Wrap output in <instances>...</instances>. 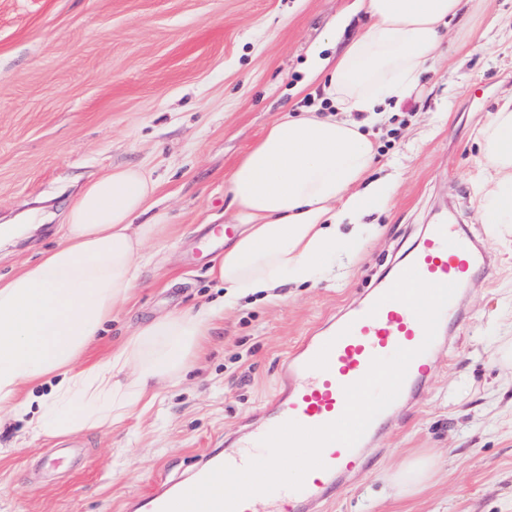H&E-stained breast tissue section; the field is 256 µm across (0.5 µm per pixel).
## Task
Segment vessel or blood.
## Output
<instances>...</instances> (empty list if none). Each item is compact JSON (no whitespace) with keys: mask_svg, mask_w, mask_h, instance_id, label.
Returning a JSON list of instances; mask_svg holds the SVG:
<instances>
[{"mask_svg":"<svg viewBox=\"0 0 512 512\" xmlns=\"http://www.w3.org/2000/svg\"><path fill=\"white\" fill-rule=\"evenodd\" d=\"M410 267L426 281L458 285V295L444 308L435 339L428 346L423 343L422 324L407 305L381 300ZM484 269V251L465 225L450 221L426 225L356 304L306 337L287 357L280 368V389L242 433L218 442L186 478L158 480L150 493L130 502L129 512H162L218 466L244 468L264 455L261 439L287 421L312 428L337 420L346 405L345 386L360 380L373 358L391 356L399 348L416 350L398 398L373 419L354 447L328 444L322 452L323 468L310 471L301 490L281 488L256 495L238 508V512H319L352 474L369 471L372 462L367 450L373 439L392 426L399 409L415 399L436 369L437 353L468 325L469 316L459 297Z\"/></svg>","mask_w":512,"mask_h":512,"instance_id":"vessel-or-blood-1","label":"vessel or blood"}]
</instances>
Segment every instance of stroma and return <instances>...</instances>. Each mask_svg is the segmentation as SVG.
I'll use <instances>...</instances> for the list:
<instances>
[{
    "label": "stroma",
    "mask_w": 512,
    "mask_h": 512,
    "mask_svg": "<svg viewBox=\"0 0 512 512\" xmlns=\"http://www.w3.org/2000/svg\"><path fill=\"white\" fill-rule=\"evenodd\" d=\"M353 0H0V225L28 232L0 247V280L54 248L79 190L116 166L157 183L170 230L149 243L139 286L98 336L93 357L175 309L219 300L211 263L191 251L232 221L227 180L285 112L323 91L312 56L332 58L364 19ZM446 51L399 106L407 123L370 179L395 176L325 275L248 296L213 323L202 354L162 383L147 413L65 437L0 417V512H124L156 480L187 475L214 439L243 429L276 392L278 368L311 330L357 301L424 225L450 215L471 231L486 174L481 133L512 97V0H467ZM486 274L462 299L470 327L417 399L368 451L374 469L326 512H512V235L489 237ZM430 455L436 472L397 495L393 473Z\"/></svg>",
    "instance_id": "1"
}]
</instances>
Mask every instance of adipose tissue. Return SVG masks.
Returning a JSON list of instances; mask_svg holds the SVG:
<instances>
[{
    "label": "adipose tissue",
    "instance_id": "1",
    "mask_svg": "<svg viewBox=\"0 0 512 512\" xmlns=\"http://www.w3.org/2000/svg\"><path fill=\"white\" fill-rule=\"evenodd\" d=\"M362 7L369 22L336 62L314 61L327 75L323 102L272 122L230 175L240 230L212 271L224 305L311 280L392 194V179H366L376 156L369 130L410 97L463 4L364 0ZM483 158L492 175L479 197L480 220L510 225L512 101L490 115ZM155 191L143 169H110L76 197L59 245L0 282V409L30 415L33 434L122 423L201 348L218 314L209 304L155 318L104 360L82 362L135 288L146 245L166 233ZM46 378L49 393L31 401L29 387Z\"/></svg>",
    "mask_w": 512,
    "mask_h": 512
}]
</instances>
